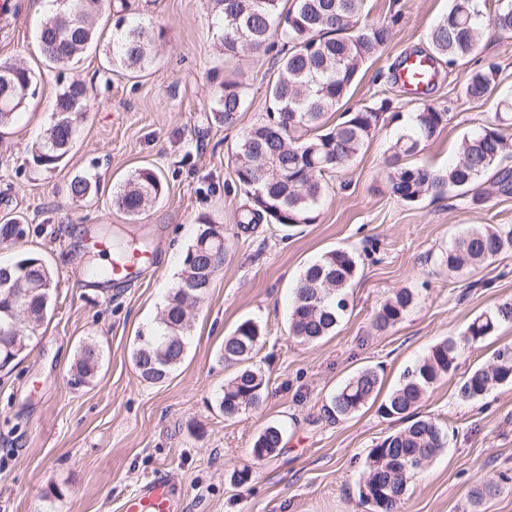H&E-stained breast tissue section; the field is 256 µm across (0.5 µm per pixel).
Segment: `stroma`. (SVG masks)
<instances>
[{"label": "stroma", "instance_id": "35a3bbf8", "mask_svg": "<svg viewBox=\"0 0 512 512\" xmlns=\"http://www.w3.org/2000/svg\"><path fill=\"white\" fill-rule=\"evenodd\" d=\"M17 19L0 29V60L40 76L38 95L13 125L0 130V224H28L23 240L0 245V259L40 255L55 273L50 319L17 365L0 370V512H121L124 501L155 473L181 494L184 512H370L359 497L370 448L401 430L370 403L339 421L324 414L339 387L375 369L383 391L437 342L462 334L472 319L512 297V251L476 272L449 276L441 263L452 238L482 224H512V196L472 208L448 196L407 204L386 183L390 147L407 122L384 117L355 162L327 177L316 223L260 224L246 231L238 215L246 198L237 185L232 150L242 131L266 116L272 56L241 52L225 59L211 0H106L95 17L99 40L67 68L45 62L37 32L49 10L43 0H12ZM449 0H367V19L399 11L403 19L382 54L364 64L343 105L388 96L407 113L420 103L447 110V126L416 156L443 170L464 135L492 115V102L462 93L482 58L500 64L495 96H512V37L483 29L479 54L439 66L434 86L416 99L391 83L394 63L427 51L430 29ZM157 32L153 61L139 77L110 70L117 17ZM243 84L236 124L215 122L211 107L224 76ZM73 82L87 88L90 110L67 157L50 171L30 162V149L54 121L56 97ZM157 170L164 194L132 220L113 198L135 170ZM95 175L98 193L68 192L77 176ZM224 229L227 253L192 322L182 363L163 382L136 372L138 331L155 324L200 224ZM147 241L154 262L127 288L83 281L86 236ZM353 251L358 270L349 307L335 334L301 344L288 334L289 298L300 272L323 253ZM412 289L416 305L394 328L372 321L396 290ZM264 330L254 361L267 383L258 408L225 418L218 393L234 368L220 349L245 319ZM102 349L96 380L69 383L77 347ZM512 346V323L466 350L456 372L439 381L422 414L448 432V445L417 474L399 512H469L483 489L481 512H512V386L484 398L458 395L461 377ZM270 425L283 428L280 447L257 460L252 446Z\"/></svg>", "mask_w": 512, "mask_h": 512}]
</instances>
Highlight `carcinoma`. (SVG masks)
<instances>
[{"label":"carcinoma","mask_w":512,"mask_h":512,"mask_svg":"<svg viewBox=\"0 0 512 512\" xmlns=\"http://www.w3.org/2000/svg\"><path fill=\"white\" fill-rule=\"evenodd\" d=\"M55 9L43 21L37 39L49 64L67 67L81 60L97 37L92 18L101 0H54ZM365 0H213L221 28L224 56L243 50L267 54L280 36L282 48L274 67L277 75L268 81L267 115L245 130L232 152L236 183L248 204L242 209V229L264 221L272 224H314L326 192L327 172L353 162L375 135L380 118L387 112L400 117L393 100L378 98L343 120L326 125L325 115L336 111L357 81L363 65L375 58L393 39L402 14L395 12L376 23L364 20ZM488 24L503 35L512 34V0H496ZM79 14L81 22L66 25L62 16ZM483 14L478 0H451L448 13L429 33L432 63L453 67L479 49ZM117 37L111 62L131 73L144 71L152 62L153 38L140 24L115 23ZM499 65L485 62L472 72L465 95L484 101L493 92ZM38 92L34 71L11 62H0V129L16 119L26 102ZM242 84L233 74L224 77L222 91L214 102V118L221 124L236 123L243 111ZM86 87L71 83L54 104L55 120L46 135L31 148L32 163L45 170L57 167L75 140L79 120L89 110ZM448 125V112L422 104L408 117V130L391 146L387 159V181L392 194L405 203L426 197L441 198L449 192L483 207L495 195L512 194V98L496 103L491 119L477 132L462 138L456 158L444 171L410 162L429 141ZM97 191V182L78 176L69 184L72 197L83 200ZM158 173L151 168L136 170L125 182L114 202L118 209L137 218L163 194ZM224 235L222 227L204 224L188 245L179 280L156 326L137 336L132 359L140 377L150 383L163 381L184 359L191 338L192 313L221 270L226 247L214 240ZM115 261L128 262L145 244L111 239ZM512 250V224H490L463 232L448 245L441 257L450 273H463L494 263ZM357 273L355 255L344 248L330 250L304 268L293 291L289 335L311 343L331 334L346 311L347 289ZM29 281L33 292L15 299V280ZM55 277L45 260L30 255L0 266V367L22 358L39 334L47 317ZM416 294L401 288L380 305L373 327L384 332L400 323L416 305ZM512 321V299L476 317L457 338H446L415 365L406 370L399 385L380 405L388 418L408 422L402 430L384 438L365 459L366 477L360 496L372 512H398L409 482L425 464L441 454L448 434L419 408L434 385L457 368L462 351L482 343L500 324ZM264 337L253 319L241 321L224 337L221 358L238 366L224 383L219 407L232 419L262 403L266 384L263 371L253 358ZM101 363L98 343L82 342L71 374L74 385H88ZM512 385V348L498 350L494 364L469 372L459 385L465 401L483 398L496 386ZM381 388L377 372L365 368L350 376L325 409L334 420L345 418L376 398ZM282 430L268 426L253 444L252 455L261 460L275 452Z\"/></svg>","instance_id":"1"}]
</instances>
